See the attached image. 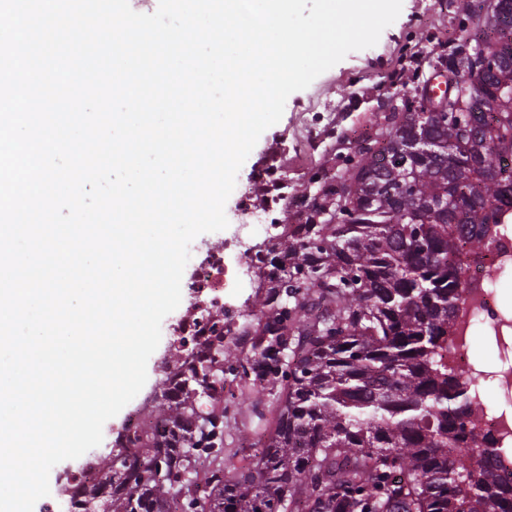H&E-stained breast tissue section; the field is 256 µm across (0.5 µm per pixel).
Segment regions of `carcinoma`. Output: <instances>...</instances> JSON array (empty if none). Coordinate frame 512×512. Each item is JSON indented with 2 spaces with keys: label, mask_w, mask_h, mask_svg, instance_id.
Masks as SVG:
<instances>
[{
  "label": "carcinoma",
  "mask_w": 512,
  "mask_h": 512,
  "mask_svg": "<svg viewBox=\"0 0 512 512\" xmlns=\"http://www.w3.org/2000/svg\"><path fill=\"white\" fill-rule=\"evenodd\" d=\"M472 42L436 61L449 112L416 95L288 225L248 355L225 336L173 362L160 429L120 433L69 512H168L194 455L223 459L227 382H287L274 428L232 480L204 474L202 512H512L493 440L468 427L471 379L442 362L463 300L462 249L482 252L512 191V0H458ZM336 216L332 224L324 219Z\"/></svg>",
  "instance_id": "1"
}]
</instances>
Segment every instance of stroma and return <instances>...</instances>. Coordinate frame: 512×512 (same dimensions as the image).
Here are the masks:
<instances>
[{
  "instance_id": "35a3bbf8",
  "label": "stroma",
  "mask_w": 512,
  "mask_h": 512,
  "mask_svg": "<svg viewBox=\"0 0 512 512\" xmlns=\"http://www.w3.org/2000/svg\"><path fill=\"white\" fill-rule=\"evenodd\" d=\"M464 38L457 0H403L400 15L375 46L349 53L307 89L288 97L282 118L262 133L237 174L225 205L229 223L245 221L243 193H250L254 204L265 202L260 176L272 168L288 177L279 222L303 223L306 205L320 198L325 176L335 173L337 155L353 150L360 137L378 132L385 115L411 100L416 85L431 75L437 56ZM281 390L278 384L265 390L260 423L249 418V398L236 396L235 416L224 422L225 478L249 464L241 439L272 427Z\"/></svg>"
}]
</instances>
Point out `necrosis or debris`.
Masks as SVG:
<instances>
[{
	"mask_svg": "<svg viewBox=\"0 0 512 512\" xmlns=\"http://www.w3.org/2000/svg\"><path fill=\"white\" fill-rule=\"evenodd\" d=\"M285 178H276V189L267 197L265 207L244 204L242 212L250 216L263 241L251 243L234 235L219 243H205L201 258L192 264L186 281L190 302L170 328L172 342L184 353L197 351L215 330L214 311L224 307V288L228 277L238 284L252 282L257 275L270 274L271 248L284 234L275 212L282 198ZM512 271V205L502 209L498 224L492 227L487 249L473 257L467 269V288L454 318V326L442 352L448 366L472 377V426L494 440L493 463L506 485H512V313L499 302L498 287L504 271ZM494 338L499 364L488 370L477 364L470 351L476 330ZM493 382L503 402L490 404L484 385Z\"/></svg>",
	"mask_w": 512,
	"mask_h": 512,
	"instance_id": "1",
	"label": "necrosis or debris"
}]
</instances>
